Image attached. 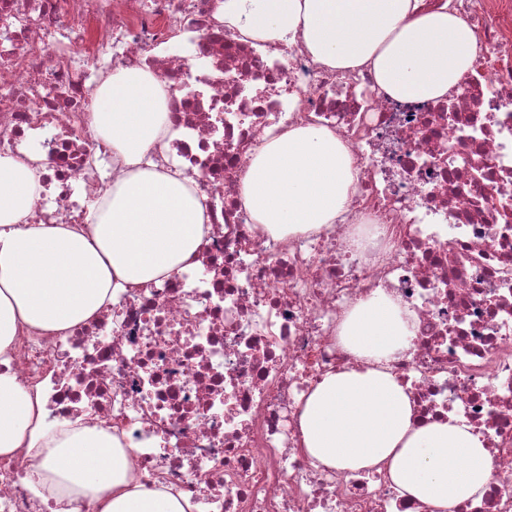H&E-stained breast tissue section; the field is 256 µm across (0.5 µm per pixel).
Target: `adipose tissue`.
I'll list each match as a JSON object with an SVG mask.
<instances>
[{"label": "adipose tissue", "instance_id": "ef3b65f1", "mask_svg": "<svg viewBox=\"0 0 512 512\" xmlns=\"http://www.w3.org/2000/svg\"><path fill=\"white\" fill-rule=\"evenodd\" d=\"M216 21L239 40L302 41L339 74L370 68L397 98L447 97L470 69L477 38L447 5L424 0H224ZM92 125L120 171L81 224H35L42 156L0 157V456L27 450L37 482L72 512H194L190 493L148 487L130 474L119 441L97 428L50 431L40 392L21 388L5 352L19 326L59 335L92 319L113 293L188 268L210 218L204 197L151 155L167 136V92L151 73L115 69L95 96ZM356 182L353 156L328 128L299 125L261 145L241 178L254 223L275 236L335 223ZM411 313L378 295L337 328L355 365L324 375L302 404L303 450L336 470L386 469L400 494L447 512L478 502L494 458L470 426L416 419L388 359L412 335Z\"/></svg>", "mask_w": 512, "mask_h": 512}]
</instances>
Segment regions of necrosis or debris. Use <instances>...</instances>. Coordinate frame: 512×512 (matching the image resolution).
I'll return each instance as SVG.
<instances>
[{"mask_svg":"<svg viewBox=\"0 0 512 512\" xmlns=\"http://www.w3.org/2000/svg\"><path fill=\"white\" fill-rule=\"evenodd\" d=\"M222 0H0V156L45 157L35 222L81 224L111 184L91 124L112 69L166 85L167 156L211 222L192 267L113 296L7 355L44 422L119 436L132 474L196 512H434L386 473L329 470L300 446V399L354 361L342 314L382 292L417 319L391 362L418 417L459 422L495 460L452 512H512V0H451L480 53L444 101L396 100L299 46L225 36ZM336 133L357 191L343 220L272 238L242 204L256 149L292 126ZM0 512H48L25 452L0 457Z\"/></svg>","mask_w":512,"mask_h":512,"instance_id":"necrosis-or-debris-1","label":"necrosis or debris"}]
</instances>
